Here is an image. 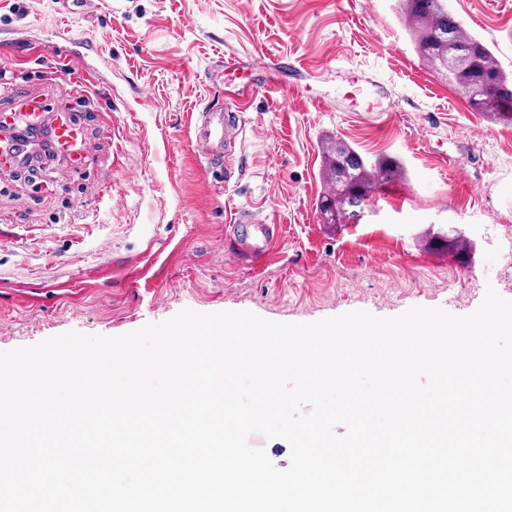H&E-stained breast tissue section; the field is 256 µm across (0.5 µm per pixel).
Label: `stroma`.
<instances>
[{
	"label": "stroma",
	"instance_id": "stroma-1",
	"mask_svg": "<svg viewBox=\"0 0 512 512\" xmlns=\"http://www.w3.org/2000/svg\"><path fill=\"white\" fill-rule=\"evenodd\" d=\"M448 8L512 69V0ZM5 42L22 49L0 54L8 85L71 108L88 151L76 165L57 160L41 188L0 170V222L28 236L25 248L0 246V352L70 331L119 336L187 308L312 323L415 306L463 316L488 283L512 300L485 230L512 227V126L488 122L423 63L393 0H0ZM38 45L65 50L110 97L77 106L69 72L46 79ZM278 58L291 67L257 93L241 176L217 191L190 121L220 86L260 82ZM328 134L406 164L400 191L372 197L376 216L322 223ZM240 208L281 227L257 269L224 242ZM438 228L464 231L468 251L435 242ZM109 259L111 277L74 290ZM131 268L151 287H132Z\"/></svg>",
	"mask_w": 512,
	"mask_h": 512
}]
</instances>
